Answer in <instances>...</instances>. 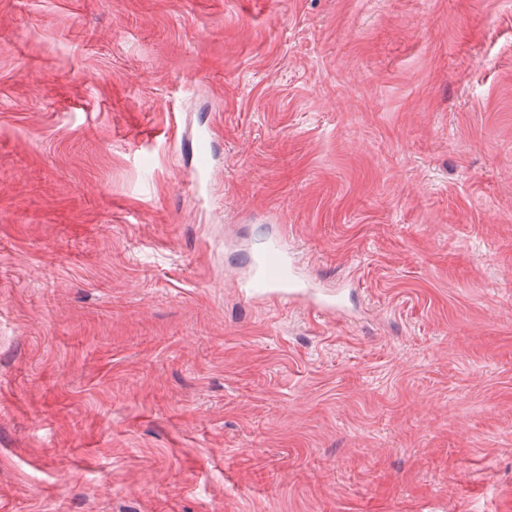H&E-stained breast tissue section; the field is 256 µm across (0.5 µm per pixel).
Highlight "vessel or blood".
I'll return each instance as SVG.
<instances>
[{
    "instance_id": "obj_1",
    "label": "vessel or blood",
    "mask_w": 512,
    "mask_h": 512,
    "mask_svg": "<svg viewBox=\"0 0 512 512\" xmlns=\"http://www.w3.org/2000/svg\"><path fill=\"white\" fill-rule=\"evenodd\" d=\"M211 132H203L196 141V161L189 174L190 181L204 179L211 167L209 145ZM255 274L248 283L253 297L277 295L289 300L307 299L317 309L332 312L340 307L338 296L318 295L312 285L303 281L296 272L295 261L286 245L273 242L257 253Z\"/></svg>"
}]
</instances>
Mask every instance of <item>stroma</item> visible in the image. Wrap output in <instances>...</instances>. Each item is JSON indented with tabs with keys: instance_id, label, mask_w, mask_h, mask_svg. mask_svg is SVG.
Returning <instances> with one entry per match:
<instances>
[{
	"instance_id": "obj_1",
	"label": "stroma",
	"mask_w": 512,
	"mask_h": 512,
	"mask_svg": "<svg viewBox=\"0 0 512 512\" xmlns=\"http://www.w3.org/2000/svg\"><path fill=\"white\" fill-rule=\"evenodd\" d=\"M0 512H512V0H0ZM212 132L207 130L201 133L196 141V161L193 170L189 174L191 183L204 179L211 167L209 145L212 140ZM255 274L246 284L255 298L277 295L288 300L305 298L317 309L334 312L341 306L339 293L319 296L313 286L296 272L295 261L288 246L272 242L257 253Z\"/></svg>"
}]
</instances>
